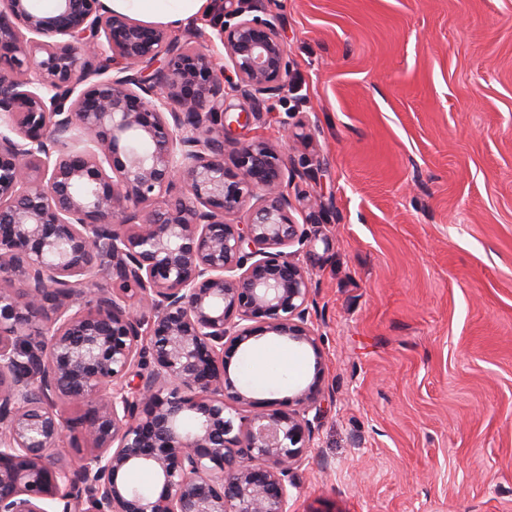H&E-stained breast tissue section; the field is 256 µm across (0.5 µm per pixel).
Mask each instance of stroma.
<instances>
[{
    "label": "stroma",
    "mask_w": 512,
    "mask_h": 512,
    "mask_svg": "<svg viewBox=\"0 0 512 512\" xmlns=\"http://www.w3.org/2000/svg\"><path fill=\"white\" fill-rule=\"evenodd\" d=\"M250 2L290 90L236 138L288 159L325 368L292 512H512V0ZM272 341L284 410L313 355Z\"/></svg>",
    "instance_id": "obj_1"
}]
</instances>
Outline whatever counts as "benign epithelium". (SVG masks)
<instances>
[{"mask_svg":"<svg viewBox=\"0 0 512 512\" xmlns=\"http://www.w3.org/2000/svg\"><path fill=\"white\" fill-rule=\"evenodd\" d=\"M225 2L230 84L101 0H0V512H291L324 397L309 279L286 252L308 238L281 150L239 142L224 165L250 118L228 95L258 111L289 65L279 17ZM264 333L313 354L288 412L226 372ZM65 435L76 462L54 454ZM138 467L149 497L119 480Z\"/></svg>","mask_w":512,"mask_h":512,"instance_id":"7a95c632","label":"benign epithelium"}]
</instances>
